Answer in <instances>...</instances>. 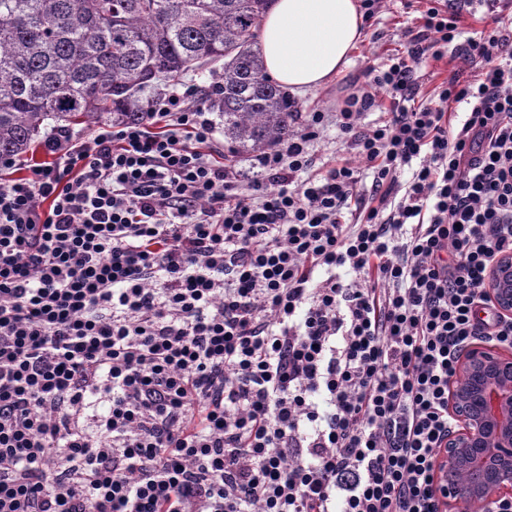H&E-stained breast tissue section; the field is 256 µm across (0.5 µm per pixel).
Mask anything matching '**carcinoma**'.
I'll return each mask as SVG.
<instances>
[{"instance_id": "carcinoma-1", "label": "carcinoma", "mask_w": 512, "mask_h": 512, "mask_svg": "<svg viewBox=\"0 0 512 512\" xmlns=\"http://www.w3.org/2000/svg\"><path fill=\"white\" fill-rule=\"evenodd\" d=\"M271 0H0V161L43 129L146 115L140 93L222 64L213 106L234 154L288 138L300 109L265 71L258 43Z\"/></svg>"}]
</instances>
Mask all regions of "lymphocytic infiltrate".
Returning a JSON list of instances; mask_svg holds the SVG:
<instances>
[{
  "label": "lymphocytic infiltrate",
  "mask_w": 512,
  "mask_h": 512,
  "mask_svg": "<svg viewBox=\"0 0 512 512\" xmlns=\"http://www.w3.org/2000/svg\"><path fill=\"white\" fill-rule=\"evenodd\" d=\"M509 8L427 7L246 171L193 85L150 108L162 134L52 131V163L0 185V512H443L459 356L512 349L488 282L512 251ZM330 120L368 197L347 162L312 171ZM452 47L453 45L448 47V53H445L443 59L437 62L430 61L427 68L418 71V81L423 85L424 91L430 90L435 84H438L445 78H449L453 75L454 70L457 69V62L452 59ZM432 72H434V76H431Z\"/></svg>",
  "instance_id": "lymphocytic-infiltrate-1"
}]
</instances>
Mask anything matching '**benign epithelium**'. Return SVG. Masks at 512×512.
<instances>
[{
    "instance_id": "1",
    "label": "benign epithelium",
    "mask_w": 512,
    "mask_h": 512,
    "mask_svg": "<svg viewBox=\"0 0 512 512\" xmlns=\"http://www.w3.org/2000/svg\"><path fill=\"white\" fill-rule=\"evenodd\" d=\"M490 295L500 312L512 315V252L498 256L489 275ZM448 411L458 429L436 470L448 507L465 496L473 512L512 496V351L473 343L460 355L450 386ZM466 469L472 481L461 487L454 471Z\"/></svg>"
}]
</instances>
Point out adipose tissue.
Segmentation results:
<instances>
[{
	"label": "adipose tissue",
	"instance_id": "obj_1",
	"mask_svg": "<svg viewBox=\"0 0 512 512\" xmlns=\"http://www.w3.org/2000/svg\"><path fill=\"white\" fill-rule=\"evenodd\" d=\"M363 25L359 0H274L259 29L268 76L294 90L330 84Z\"/></svg>",
	"mask_w": 512,
	"mask_h": 512
}]
</instances>
